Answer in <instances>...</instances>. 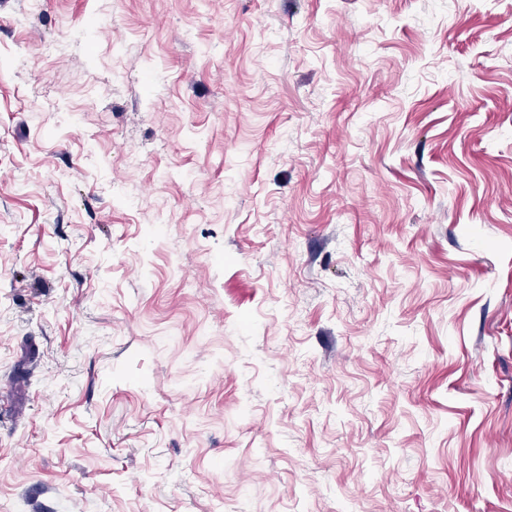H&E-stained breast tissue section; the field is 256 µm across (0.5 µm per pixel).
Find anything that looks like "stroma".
<instances>
[{
	"instance_id": "1",
	"label": "stroma",
	"mask_w": 512,
	"mask_h": 512,
	"mask_svg": "<svg viewBox=\"0 0 512 512\" xmlns=\"http://www.w3.org/2000/svg\"><path fill=\"white\" fill-rule=\"evenodd\" d=\"M0 512H512V0H0Z\"/></svg>"
}]
</instances>
